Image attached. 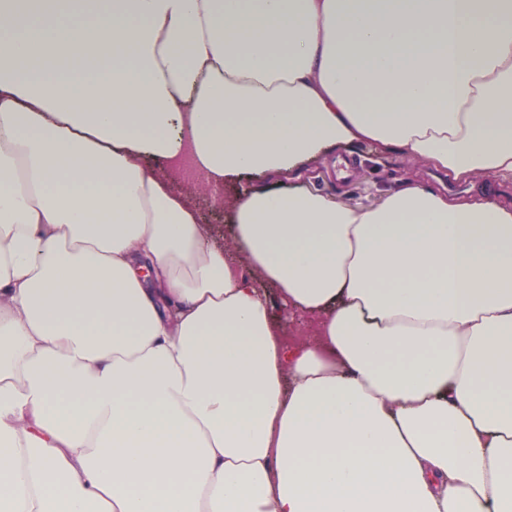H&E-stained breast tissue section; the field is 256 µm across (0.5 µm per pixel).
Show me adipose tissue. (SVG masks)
I'll list each match as a JSON object with an SVG mask.
<instances>
[{"instance_id":"adipose-tissue-1","label":"adipose tissue","mask_w":512,"mask_h":512,"mask_svg":"<svg viewBox=\"0 0 512 512\" xmlns=\"http://www.w3.org/2000/svg\"><path fill=\"white\" fill-rule=\"evenodd\" d=\"M0 31V512H512V207L299 177L362 145L512 177V0H0ZM192 169L254 178L233 247ZM261 288H264L263 291L267 295L269 307L273 315L277 318L287 338L310 335L313 332L315 328L314 318L303 320L300 323L293 321L288 317V314L282 310L277 289L269 284H262Z\"/></svg>"}]
</instances>
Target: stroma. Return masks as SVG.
Instances as JSON below:
<instances>
[{"label":"stroma","instance_id":"35a3bbf8","mask_svg":"<svg viewBox=\"0 0 512 512\" xmlns=\"http://www.w3.org/2000/svg\"><path fill=\"white\" fill-rule=\"evenodd\" d=\"M305 175L322 192L348 203H373L384 191L403 181L420 180L452 199L480 200L489 195L502 205L512 206V177L477 176L464 182L453 181L447 174L423 162L399 153H387L371 145L360 147L351 155H328L311 163ZM248 184V179L244 178L220 188L218 194L224 200L220 207L214 206L209 197L199 198L198 204L203 217L211 224L218 241L230 242L228 206Z\"/></svg>","mask_w":512,"mask_h":512}]
</instances>
